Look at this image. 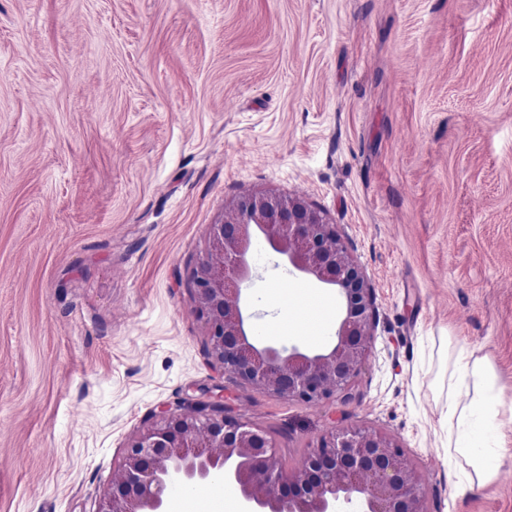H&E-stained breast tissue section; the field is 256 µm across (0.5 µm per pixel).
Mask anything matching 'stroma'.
Segmentation results:
<instances>
[{"label":"stroma","mask_w":512,"mask_h":512,"mask_svg":"<svg viewBox=\"0 0 512 512\" xmlns=\"http://www.w3.org/2000/svg\"><path fill=\"white\" fill-rule=\"evenodd\" d=\"M249 192L303 197L376 312L318 402L209 355L189 273ZM266 254L283 346L332 292ZM512 448V0H0V512H94L158 406L223 396L286 468L339 427L393 437L430 512H512V459L466 483L442 425L459 350Z\"/></svg>","instance_id":"stroma-1"}]
</instances>
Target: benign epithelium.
I'll list each match as a JSON object with an SVG mask.
<instances>
[{
	"mask_svg": "<svg viewBox=\"0 0 512 512\" xmlns=\"http://www.w3.org/2000/svg\"><path fill=\"white\" fill-rule=\"evenodd\" d=\"M304 277L336 291L338 327L318 352L252 336L242 285L255 236ZM212 359L236 382L313 402L351 385L374 332L372 291L324 213L300 196L248 193L210 227L191 273ZM238 485L247 512H429L416 469L387 434L356 426L324 438L287 470L270 437L230 414L224 397L162 406L128 447L95 512H165L175 486Z\"/></svg>",
	"mask_w": 512,
	"mask_h": 512,
	"instance_id": "1",
	"label": "benign epithelium"
}]
</instances>
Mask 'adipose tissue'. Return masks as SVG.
Returning <instances> with one entry per match:
<instances>
[{
    "label": "adipose tissue",
    "mask_w": 512,
    "mask_h": 512,
    "mask_svg": "<svg viewBox=\"0 0 512 512\" xmlns=\"http://www.w3.org/2000/svg\"><path fill=\"white\" fill-rule=\"evenodd\" d=\"M453 390L456 397L448 402V434L471 467L473 478L481 483L490 481L497 461L512 454L503 441L501 406L495 398L496 374L485 362L459 354ZM461 393L467 394V402L458 401Z\"/></svg>",
    "instance_id": "adipose-tissue-1"
}]
</instances>
